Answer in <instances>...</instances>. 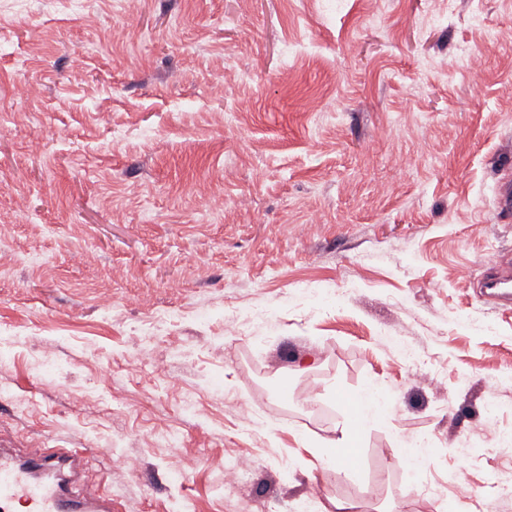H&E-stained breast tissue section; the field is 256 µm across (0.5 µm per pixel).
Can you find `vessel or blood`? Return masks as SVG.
<instances>
[{
  "label": "vessel or blood",
  "mask_w": 512,
  "mask_h": 512,
  "mask_svg": "<svg viewBox=\"0 0 512 512\" xmlns=\"http://www.w3.org/2000/svg\"><path fill=\"white\" fill-rule=\"evenodd\" d=\"M482 291L512 308V265L501 264ZM86 465L73 448H29L19 457L0 454V512L23 502L32 512H112L111 496H92L76 484Z\"/></svg>",
  "instance_id": "b4317fda"
}]
</instances>
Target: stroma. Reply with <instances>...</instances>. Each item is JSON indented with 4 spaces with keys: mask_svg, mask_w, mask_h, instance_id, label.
<instances>
[{
    "mask_svg": "<svg viewBox=\"0 0 512 512\" xmlns=\"http://www.w3.org/2000/svg\"><path fill=\"white\" fill-rule=\"evenodd\" d=\"M508 26L512 0H0V448L78 449L113 512H512V449H461L489 389L512 427V309L480 293L512 255V39L482 52ZM369 384L359 464L314 457ZM495 208L499 217L508 218L512 215V179L510 171L497 186ZM253 461L243 456L224 461V486H240L249 476Z\"/></svg>",
    "mask_w": 512,
    "mask_h": 512,
    "instance_id": "obj_1",
    "label": "stroma"
}]
</instances>
